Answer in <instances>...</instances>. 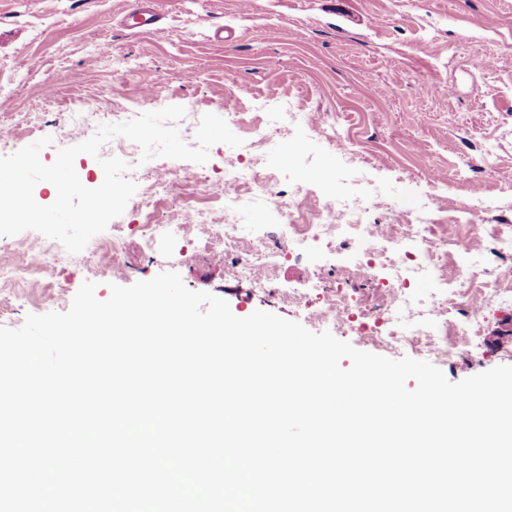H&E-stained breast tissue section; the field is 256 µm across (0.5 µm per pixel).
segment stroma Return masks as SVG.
Here are the masks:
<instances>
[{"label":"stroma","instance_id":"35a3bbf8","mask_svg":"<svg viewBox=\"0 0 512 512\" xmlns=\"http://www.w3.org/2000/svg\"><path fill=\"white\" fill-rule=\"evenodd\" d=\"M133 3L0 0V128L12 140L0 156L49 136L40 157L53 163L58 149L90 136L70 120L80 104L142 113L186 107L179 129L189 144L204 114H234L233 132L251 144L265 175L249 203L250 223L264 231L254 250H277L284 259L266 268L265 290L241 279L235 258L223 253L191 261L187 240L149 246L137 233L115 248L106 231L78 260L0 288V326L67 311L87 281L105 300L111 285L166 271L224 299L237 317L263 310L316 333L327 325L312 320L303 302L314 284L339 289L354 311L373 310L371 282L345 279L352 263L338 240L289 258L279 230L285 216L262 198H287L302 171L333 174L343 196L379 194L385 205L370 213L375 224H406L435 203L453 255L462 240L471 256L487 253L488 237L476 235L473 224L512 227V0H159L163 20L142 35L121 24ZM477 53L491 59L489 69L472 67ZM270 107L303 113L306 128L267 126ZM229 152L219 143L203 164L155 158L129 170L138 189L118 223L150 217L174 224L188 207L221 218ZM413 288L420 301L402 331L460 323L438 280H417ZM285 289L296 302L282 297ZM481 330L479 353L435 359L448 381L512 365V302L488 305Z\"/></svg>","mask_w":512,"mask_h":512}]
</instances>
